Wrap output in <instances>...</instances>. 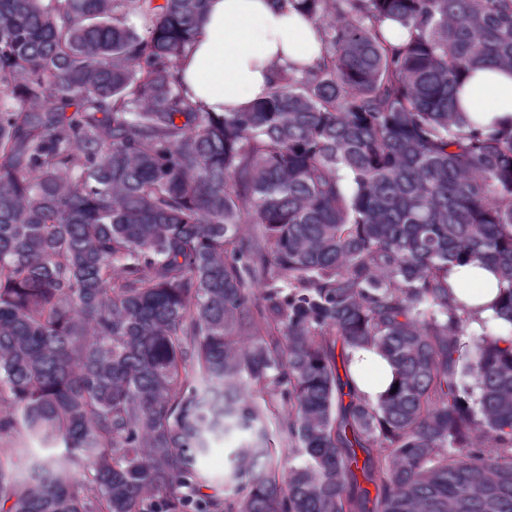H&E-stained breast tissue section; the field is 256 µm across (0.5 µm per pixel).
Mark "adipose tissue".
<instances>
[{
	"label": "adipose tissue",
	"instance_id": "obj_1",
	"mask_svg": "<svg viewBox=\"0 0 512 512\" xmlns=\"http://www.w3.org/2000/svg\"><path fill=\"white\" fill-rule=\"evenodd\" d=\"M319 29L285 0H208L205 20L182 57L186 93L210 112H237L262 100L281 68L313 66L321 57ZM461 107L483 126L512 119V75L479 70L461 84ZM448 287L458 302L479 308L495 300L496 277L477 261L451 267ZM362 398L377 401L393 380L373 349L353 351L349 365Z\"/></svg>",
	"mask_w": 512,
	"mask_h": 512
}]
</instances>
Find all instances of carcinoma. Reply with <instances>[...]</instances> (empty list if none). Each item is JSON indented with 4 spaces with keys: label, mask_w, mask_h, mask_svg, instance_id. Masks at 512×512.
Masks as SVG:
<instances>
[{
    "label": "carcinoma",
    "mask_w": 512,
    "mask_h": 512,
    "mask_svg": "<svg viewBox=\"0 0 512 512\" xmlns=\"http://www.w3.org/2000/svg\"><path fill=\"white\" fill-rule=\"evenodd\" d=\"M206 3L0 0V512H512V126L457 98L512 0H299L321 58L224 113L178 77ZM450 293L469 308L483 307L497 296L496 277L478 261L456 264L448 272ZM353 384L362 398L378 401L393 380V370L374 349L353 351L349 365ZM236 446L237 440L235 438L216 441L211 451L198 461L197 469L204 493H217L224 497V494L230 492L231 485L224 484V477L230 469L229 448H235Z\"/></svg>",
    "instance_id": "1"
}]
</instances>
